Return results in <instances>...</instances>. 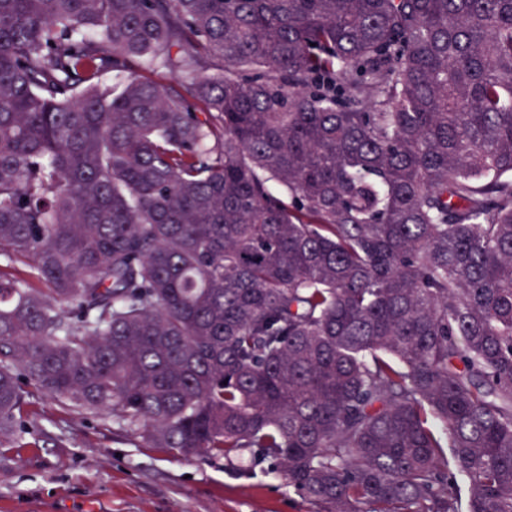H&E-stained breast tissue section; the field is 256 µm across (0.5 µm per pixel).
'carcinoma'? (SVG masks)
<instances>
[{
    "label": "carcinoma",
    "instance_id": "cac0c4a2",
    "mask_svg": "<svg viewBox=\"0 0 512 512\" xmlns=\"http://www.w3.org/2000/svg\"><path fill=\"white\" fill-rule=\"evenodd\" d=\"M0 261V439L512 512V0H0Z\"/></svg>",
    "mask_w": 512,
    "mask_h": 512
}]
</instances>
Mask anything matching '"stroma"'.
Instances as JSON below:
<instances>
[{"mask_svg":"<svg viewBox=\"0 0 512 512\" xmlns=\"http://www.w3.org/2000/svg\"><path fill=\"white\" fill-rule=\"evenodd\" d=\"M24 438L0 446V512H314L242 455L185 458L37 393Z\"/></svg>","mask_w":512,"mask_h":512,"instance_id":"obj_1","label":"stroma"}]
</instances>
